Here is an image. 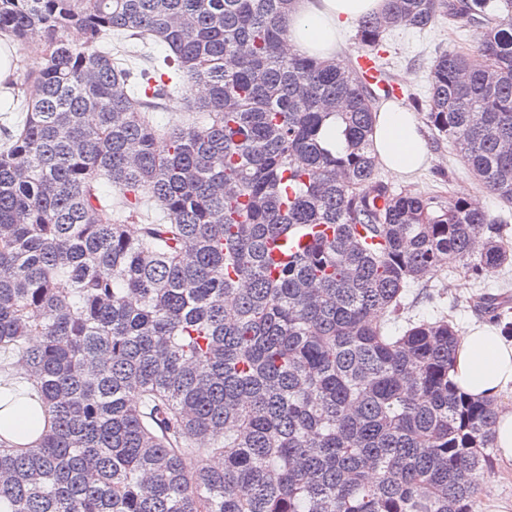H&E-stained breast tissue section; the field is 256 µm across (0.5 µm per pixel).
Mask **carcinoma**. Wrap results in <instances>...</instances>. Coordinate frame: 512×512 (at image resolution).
Here are the masks:
<instances>
[{
  "mask_svg": "<svg viewBox=\"0 0 512 512\" xmlns=\"http://www.w3.org/2000/svg\"><path fill=\"white\" fill-rule=\"evenodd\" d=\"M294 2L0 0V40L43 47L8 82L0 353L48 417L0 436V512H483L498 403L452 382L448 316L381 320L512 248L380 179L376 97L349 58L285 51ZM440 17L479 37L436 58L424 119L512 206V0H388L357 48ZM175 101L201 120L157 129Z\"/></svg>",
  "mask_w": 512,
  "mask_h": 512,
  "instance_id": "1",
  "label": "carcinoma"
}]
</instances>
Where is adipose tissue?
<instances>
[{"mask_svg": "<svg viewBox=\"0 0 512 512\" xmlns=\"http://www.w3.org/2000/svg\"><path fill=\"white\" fill-rule=\"evenodd\" d=\"M386 3L387 0H296L289 22V48L329 58L336 50L337 33L346 23L381 12ZM375 146L381 163L406 178L429 160L412 113L390 103L377 113ZM452 378L461 391L474 398L496 399L512 390V339L487 325L467 328L457 340ZM41 417L34 400L13 401L10 389L0 385L1 433L16 444H28L37 436Z\"/></svg>", "mask_w": 512, "mask_h": 512, "instance_id": "ef3b65f1", "label": "adipose tissue"}]
</instances>
